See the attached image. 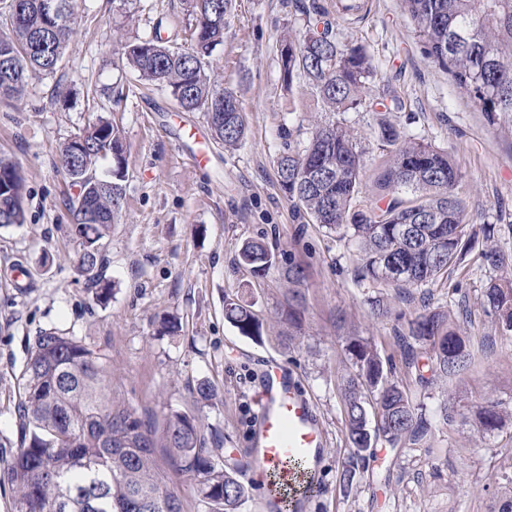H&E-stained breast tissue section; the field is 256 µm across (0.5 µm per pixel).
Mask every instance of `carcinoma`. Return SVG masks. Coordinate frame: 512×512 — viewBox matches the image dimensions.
<instances>
[{"label": "carcinoma", "instance_id": "carcinoma-1", "mask_svg": "<svg viewBox=\"0 0 512 512\" xmlns=\"http://www.w3.org/2000/svg\"><path fill=\"white\" fill-rule=\"evenodd\" d=\"M43 0H5L0 25V98L22 94L31 77H48L60 68L77 15L75 0H57L56 13ZM191 17L190 44L180 47L161 35L157 21L148 38L123 45V58L138 79L164 88L180 112H201L214 140L239 146L246 132L236 95L211 80L209 58L224 42L231 0H183ZM417 26L425 55L448 69L455 83L481 103L492 124L512 126V0H402ZM315 3L303 8L305 33H285L280 44L295 52L280 57L283 80L302 75L331 112L357 111L361 92L374 67L356 45L336 40L332 28L310 27ZM381 149L389 162L374 182L380 204L358 207L364 173L363 151L340 121L315 130L307 147L286 146L276 156L279 185L312 221L354 242L361 253V277L394 288L430 286L460 267L476 246L474 226L455 194L461 171L448 152L382 129ZM59 164L78 188L71 208L72 234L79 243L77 271L96 297L106 299L105 239L126 194L127 163L122 131L99 116L67 138ZM25 180L19 166L0 158V227L25 223ZM236 264L256 277L266 275L274 256L260 241L245 243ZM486 311L505 332H512V283L485 288ZM305 296L289 289L282 312L288 328L301 326ZM224 318L243 336L263 342L262 322L252 306L230 299ZM409 337L428 347L431 374L446 376L467 367L470 353L448 315L428 311L409 322ZM356 366L343 393L346 430L359 456L379 438L395 447L422 441L430 423L416 411L406 392L388 376L367 339L347 338ZM18 404L24 432L19 448L0 475L14 490L13 512H182L173 481L190 479L215 512H239L246 487L233 468L217 466L198 416L168 414L161 429L133 416L112 397L106 354L59 330L42 331L28 348L20 376ZM475 415L488 433L512 425V413L495 402ZM162 452L159 465L156 452Z\"/></svg>", "mask_w": 512, "mask_h": 512}]
</instances>
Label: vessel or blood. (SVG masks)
I'll return each instance as SVG.
<instances>
[{
	"label": "vessel or blood",
	"mask_w": 512,
	"mask_h": 512,
	"mask_svg": "<svg viewBox=\"0 0 512 512\" xmlns=\"http://www.w3.org/2000/svg\"><path fill=\"white\" fill-rule=\"evenodd\" d=\"M255 403L253 451L257 470L263 478L274 480L278 489L293 492V510L302 512L305 490L315 482L326 446L315 403L274 360L265 365ZM296 456L304 460V470L290 466V459Z\"/></svg>",
	"instance_id": "vessel-or-blood-1"
}]
</instances>
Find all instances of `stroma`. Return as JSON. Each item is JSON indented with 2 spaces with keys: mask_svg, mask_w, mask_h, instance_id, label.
I'll use <instances>...</instances> for the list:
<instances>
[{
  "mask_svg": "<svg viewBox=\"0 0 512 512\" xmlns=\"http://www.w3.org/2000/svg\"><path fill=\"white\" fill-rule=\"evenodd\" d=\"M300 0H232L224 43L210 75L234 92L244 112L240 147L215 143L199 112L178 111L165 89L141 85L124 70L120 40L163 36L185 44L182 0H77L78 22L54 76L32 78L24 95L0 101V156L17 162L27 184L26 221L0 227V471L21 441L17 406L27 341L58 329L101 349L112 395L145 424L161 426L173 411L196 414L218 462L236 468L248 490L240 512H258L266 486L252 463L254 395L266 358L288 366L312 396L327 438L318 490L306 512H496L512 484V429L483 432L477 405L512 411V337L484 310L489 283L512 281V131L489 123L480 105L427 58L401 0H366L359 14L318 0L337 39L362 46L377 74L364 96L369 112L326 111L305 78L285 85L283 33L301 35ZM123 92L121 101L102 87ZM124 132L126 196L106 240L108 301L96 300L75 271L70 199L76 195L58 164L62 142L97 115ZM343 121L365 158L361 208L376 205L374 178L387 157L379 123L444 149L463 178L455 192L477 231L480 249L500 250L504 264L471 252L446 283L397 290L362 279L357 247L313 223L281 190L276 155L300 151L316 127ZM263 241L275 256L266 276L235 263L242 245ZM306 267L299 289L303 328L289 332L280 310L289 265ZM28 278L14 282L16 266ZM252 303L266 338L241 336L224 318V302ZM380 299L375 314L370 299ZM446 311L464 336L469 368L420 382L405 363L403 336L423 309ZM174 321L168 334L161 323ZM368 339L391 378L432 424L426 442L390 446L377 440L358 461L352 484L341 473L353 450L341 388L356 368L346 338ZM209 382L215 397L199 406L194 391Z\"/></svg>",
  "mask_w": 512,
  "mask_h": 512,
  "instance_id": "35a3bbf8",
  "label": "stroma"
}]
</instances>
